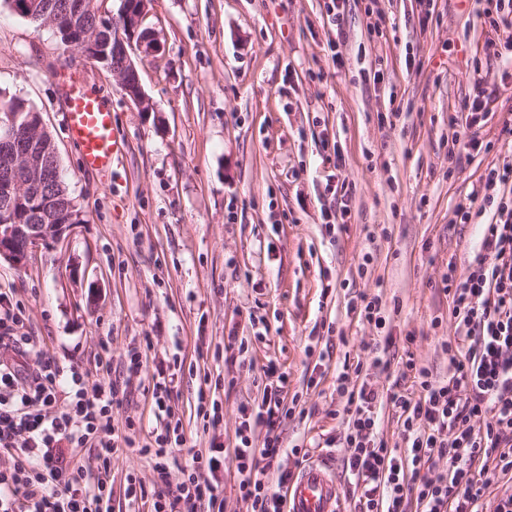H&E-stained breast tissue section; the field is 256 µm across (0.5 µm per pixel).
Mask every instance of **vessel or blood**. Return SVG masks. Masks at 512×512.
Returning <instances> with one entry per match:
<instances>
[{"instance_id":"1","label":"vessel or blood","mask_w":512,"mask_h":512,"mask_svg":"<svg viewBox=\"0 0 512 512\" xmlns=\"http://www.w3.org/2000/svg\"><path fill=\"white\" fill-rule=\"evenodd\" d=\"M65 121L81 151L85 169H109L122 151L106 99L71 83L63 88ZM288 512H345L336 477L328 461L300 468L288 484Z\"/></svg>"}]
</instances>
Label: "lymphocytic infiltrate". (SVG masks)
<instances>
[{
	"label": "lymphocytic infiltrate",
	"instance_id": "lymphocytic-infiltrate-1",
	"mask_svg": "<svg viewBox=\"0 0 512 512\" xmlns=\"http://www.w3.org/2000/svg\"><path fill=\"white\" fill-rule=\"evenodd\" d=\"M478 13L501 40L487 49L512 56V0H476ZM492 208L482 225L479 246L465 267L449 264L441 287L452 302L456 335L445 343L450 376L433 380L430 370L407 359L403 377L413 391L380 389L364 383L348 388L339 371L336 390L346 395L343 440L348 481L356 512H483L491 488L512 476V163L489 167L471 195ZM21 306L0 294V512H102L112 498V459L122 448L150 457L158 483H167L169 459L186 438L181 423L141 433L133 421L115 426L112 409L119 390L112 381V358L99 355L93 369L62 365L37 350L33 337L18 330ZM34 355V364L23 363ZM275 386L256 407L241 406L232 460L238 491L251 512H283L288 474L268 473L284 450L276 432L286 372L268 363ZM391 407L405 451L389 447L378 412ZM265 426L263 442L254 430ZM97 449V475H89L76 453ZM224 451L195 453L183 467L174 492L156 496L152 512H224ZM445 470H438V463Z\"/></svg>",
	"mask_w": 512,
	"mask_h": 512
}]
</instances>
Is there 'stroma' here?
<instances>
[{
	"instance_id": "obj_1",
	"label": "stroma",
	"mask_w": 512,
	"mask_h": 512,
	"mask_svg": "<svg viewBox=\"0 0 512 512\" xmlns=\"http://www.w3.org/2000/svg\"><path fill=\"white\" fill-rule=\"evenodd\" d=\"M367 2L348 0L337 31L324 0H151L145 24L163 49L138 63L155 106L141 112L110 71L0 0V97L41 113L80 217L23 266L0 259V290L24 308L23 330L38 349L62 363L93 368L99 339H108L122 394L114 417L143 431L156 425V367L182 360L173 405L186 443L169 462L171 483L194 452L215 444L233 453L238 407L261 402L268 362L288 374L285 398L306 410L278 426L284 446H309L340 482L337 366L360 364L353 384L388 388L395 374L373 364L384 345L392 362L410 354L434 379L448 377L441 344L455 326L439 282L491 220L485 212L455 223L456 207L487 167L512 162L499 139L512 114V63L487 55L493 33L474 0H379V34L367 28ZM338 32L339 64L327 46ZM479 78L494 91L487 152L456 144L448 123ZM70 81L111 105L126 142L111 171L82 168L63 119ZM337 172L353 186L348 199L326 190ZM344 205L345 231L328 235L322 209ZM367 252L373 261L361 277ZM361 292L381 295L385 329L349 310ZM333 330L345 341L330 338ZM233 337L246 353L217 357ZM134 349L143 361L136 373ZM203 388L224 411L214 428L196 418ZM152 466L138 452L118 453L109 512H130L125 477L152 487Z\"/></svg>"
}]
</instances>
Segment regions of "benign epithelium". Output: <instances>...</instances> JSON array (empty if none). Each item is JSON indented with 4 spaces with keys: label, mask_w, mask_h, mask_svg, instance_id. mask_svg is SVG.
Masks as SVG:
<instances>
[{
    "label": "benign epithelium",
    "mask_w": 512,
    "mask_h": 512,
    "mask_svg": "<svg viewBox=\"0 0 512 512\" xmlns=\"http://www.w3.org/2000/svg\"><path fill=\"white\" fill-rule=\"evenodd\" d=\"M150 0H133L121 20L97 13L98 30L112 32V37L99 44V57L108 55L121 60L124 72L114 73L126 98L141 112L153 111L139 77L137 60L161 48L158 37L143 29ZM4 133L0 135V196L17 204L22 210L24 189L34 195L45 194L52 187L54 176L48 173L41 155L31 146L29 134L17 129L11 121H1ZM77 224L70 218L67 224H15L9 214L0 216V259L16 266L24 264L30 250L50 237H61Z\"/></svg>",
    "instance_id": "7a95c632"
}]
</instances>
